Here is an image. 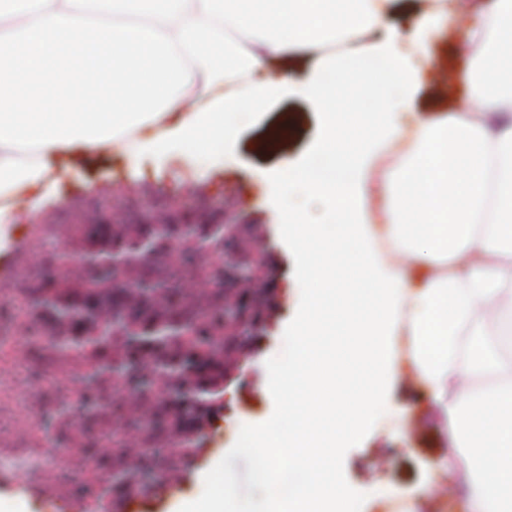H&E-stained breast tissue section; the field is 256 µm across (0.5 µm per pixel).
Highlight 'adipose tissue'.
<instances>
[{"label":"adipose tissue","mask_w":512,"mask_h":512,"mask_svg":"<svg viewBox=\"0 0 512 512\" xmlns=\"http://www.w3.org/2000/svg\"><path fill=\"white\" fill-rule=\"evenodd\" d=\"M391 3L0 0V197L24 188L41 202L61 154L118 138L133 163L167 134L223 151L289 93L320 114L319 141L280 171L271 200L308 294L287 361L268 366L280 413L238 436L262 495L239 496L228 470L202 512H353L336 452L387 399L403 335L463 465L467 512H512V0L473 16L464 111L415 125L426 46L456 0H432L410 32L391 24ZM300 50L317 55L301 83L268 75L270 57ZM367 72L389 93L362 112L346 101ZM189 95L206 106L185 110ZM385 140L405 150L384 182L381 233L429 269L420 279L385 263L354 217L368 193L358 174Z\"/></svg>","instance_id":"adipose-tissue-1"}]
</instances>
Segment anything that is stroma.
<instances>
[{"label": "stroma", "mask_w": 512, "mask_h": 512, "mask_svg": "<svg viewBox=\"0 0 512 512\" xmlns=\"http://www.w3.org/2000/svg\"><path fill=\"white\" fill-rule=\"evenodd\" d=\"M471 17L470 0H460L454 23L429 44L431 64L414 105L417 120H435L464 107L459 75L471 55ZM286 123L292 126L291 135L275 138V131ZM319 135L312 103L292 95L272 102L255 123L243 126L219 159L187 145L138 165L130 164L121 152L68 153L57 162L67 171L55 184L60 201L44 205L36 219L57 224L72 223L77 217L86 224H150L162 210L173 225L240 224L243 235L256 243L267 262L268 279L239 282L224 296L232 301L251 297L249 316L255 321L258 343L243 353L215 410L221 429L214 445L230 459L236 489L244 497L256 493L257 461L236 451L238 429L277 413L276 402L266 393L267 363L285 349L305 296L293 252L270 205L275 175L283 165L303 160ZM401 154L398 143H382L378 161L367 173L371 191L363 216L366 224L382 225L385 202L377 185ZM413 371L408 339L399 337L390 397L378 422L336 453L341 487L358 512H385L397 502L414 504L416 512H431L435 473L448 487L449 502L460 495L457 462L434 410L409 379Z\"/></svg>", "instance_id": "35a3bbf8"}]
</instances>
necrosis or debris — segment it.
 <instances>
[{
    "label": "necrosis or debris",
    "mask_w": 512,
    "mask_h": 512,
    "mask_svg": "<svg viewBox=\"0 0 512 512\" xmlns=\"http://www.w3.org/2000/svg\"><path fill=\"white\" fill-rule=\"evenodd\" d=\"M151 231L72 225L39 242L13 270L16 287L0 289V473L24 474L64 501L82 479L97 492L96 512H112L124 473L145 463L181 475L213 418L195 394L224 380L222 251L195 253L175 236L167 252L133 257L97 287L81 264L87 251ZM175 316L207 335L136 347L112 333L117 318L155 328Z\"/></svg>",
    "instance_id": "necrosis-or-debris-1"
}]
</instances>
